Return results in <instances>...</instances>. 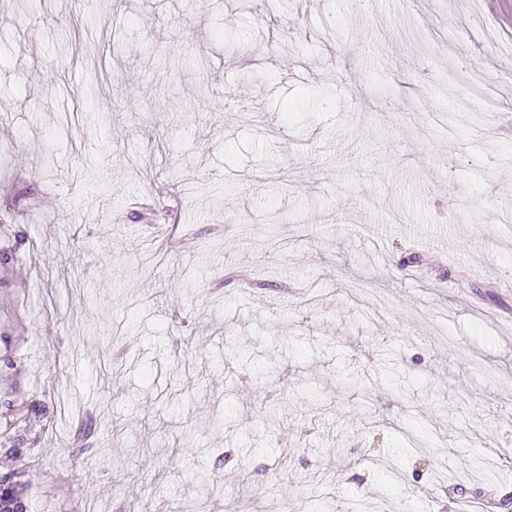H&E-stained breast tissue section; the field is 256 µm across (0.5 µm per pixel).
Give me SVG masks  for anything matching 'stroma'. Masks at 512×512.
<instances>
[{"instance_id": "1", "label": "stroma", "mask_w": 512, "mask_h": 512, "mask_svg": "<svg viewBox=\"0 0 512 512\" xmlns=\"http://www.w3.org/2000/svg\"><path fill=\"white\" fill-rule=\"evenodd\" d=\"M511 6L0 0L28 512L512 506Z\"/></svg>"}]
</instances>
